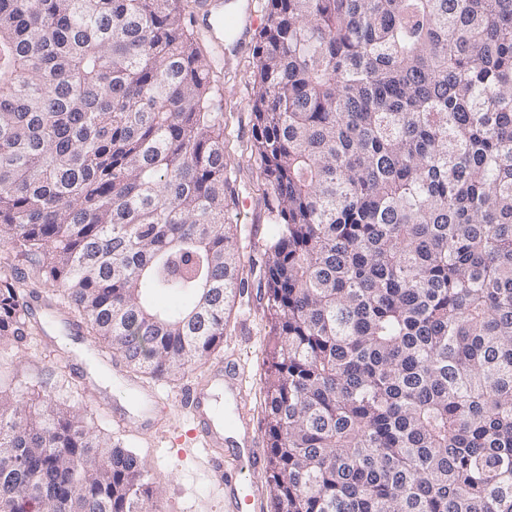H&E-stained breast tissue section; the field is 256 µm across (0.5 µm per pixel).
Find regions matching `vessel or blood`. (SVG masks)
<instances>
[{
  "label": "vessel or blood",
  "mask_w": 512,
  "mask_h": 512,
  "mask_svg": "<svg viewBox=\"0 0 512 512\" xmlns=\"http://www.w3.org/2000/svg\"><path fill=\"white\" fill-rule=\"evenodd\" d=\"M260 23L255 12L237 20L224 46L226 57L247 47V35ZM182 400L195 424L202 451L211 459L229 512H262L260 466L251 448L258 438L247 412L246 375L235 363H215L205 384L187 387Z\"/></svg>",
  "instance_id": "1"
}]
</instances>
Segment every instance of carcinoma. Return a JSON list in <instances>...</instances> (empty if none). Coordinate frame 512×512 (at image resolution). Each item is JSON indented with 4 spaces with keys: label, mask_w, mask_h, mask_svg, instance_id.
<instances>
[{
    "label": "carcinoma",
    "mask_w": 512,
    "mask_h": 512,
    "mask_svg": "<svg viewBox=\"0 0 512 512\" xmlns=\"http://www.w3.org/2000/svg\"><path fill=\"white\" fill-rule=\"evenodd\" d=\"M271 512H512V0H267ZM218 61L183 0H0V350L19 265L131 371L224 341ZM0 373V512H148L144 461Z\"/></svg>",
    "instance_id": "obj_1"
}]
</instances>
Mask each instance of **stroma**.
Instances as JSON below:
<instances>
[{
  "label": "stroma",
  "mask_w": 512,
  "mask_h": 512,
  "mask_svg": "<svg viewBox=\"0 0 512 512\" xmlns=\"http://www.w3.org/2000/svg\"><path fill=\"white\" fill-rule=\"evenodd\" d=\"M255 73L253 50L219 67L215 79L224 94L226 128L224 155L233 171L237 200L226 215L242 256L240 277L244 286L228 315L224 344L216 358L236 356L250 379L249 407L257 433L265 431L263 379L269 344V322L263 280L265 246L274 229V214L261 163L252 154L254 117L251 111ZM44 331L23 338L0 354V371L30 384L47 380L56 399L85 414L108 418L113 439L123 442L147 464L154 494L152 512H225L224 501L214 489L203 454L195 452L193 424L180 403L185 387L204 380L207 365H199L177 377L155 380L137 375L125 366L110 367L105 352L87 331L70 326L46 312L36 313ZM160 390L163 396L154 412L168 420L172 435L156 438L136 428L113 423L115 410L135 412L132 396L140 390Z\"/></svg>",
  "instance_id": "35a3bbf8"
}]
</instances>
